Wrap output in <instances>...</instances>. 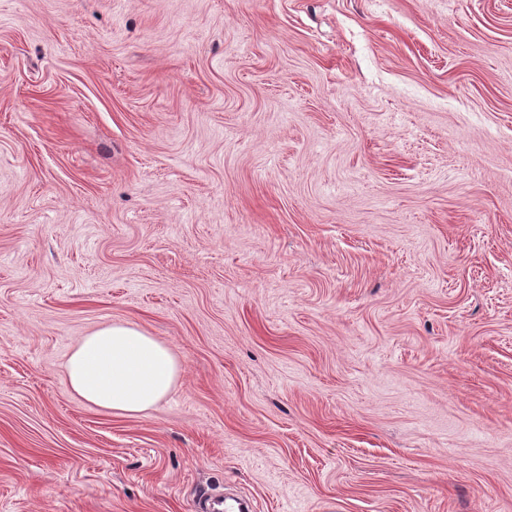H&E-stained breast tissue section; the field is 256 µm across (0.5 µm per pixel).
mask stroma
I'll list each match as a JSON object with an SVG mask.
<instances>
[{
    "label": "stroma",
    "mask_w": 512,
    "mask_h": 512,
    "mask_svg": "<svg viewBox=\"0 0 512 512\" xmlns=\"http://www.w3.org/2000/svg\"><path fill=\"white\" fill-rule=\"evenodd\" d=\"M128 321L183 374L76 399ZM512 512V0H0V512ZM65 370L72 394L81 401L136 417L174 389L182 365L166 344L137 325L112 322L77 342Z\"/></svg>",
    "instance_id": "1"
}]
</instances>
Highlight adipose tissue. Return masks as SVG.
Instances as JSON below:
<instances>
[{
	"label": "adipose tissue",
	"instance_id": "ef3b65f1",
	"mask_svg": "<svg viewBox=\"0 0 512 512\" xmlns=\"http://www.w3.org/2000/svg\"><path fill=\"white\" fill-rule=\"evenodd\" d=\"M181 372L166 344L128 322L106 324L83 336L65 365L72 394L124 417L139 416L165 399Z\"/></svg>",
	"mask_w": 512,
	"mask_h": 512
}]
</instances>
